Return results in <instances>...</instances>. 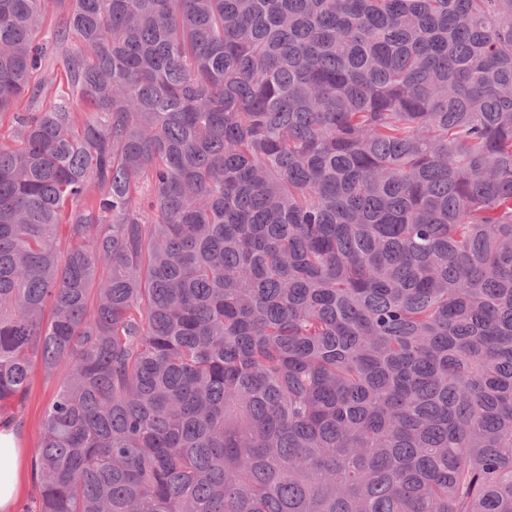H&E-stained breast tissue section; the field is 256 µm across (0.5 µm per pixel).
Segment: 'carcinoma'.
Instances as JSON below:
<instances>
[{"mask_svg":"<svg viewBox=\"0 0 512 512\" xmlns=\"http://www.w3.org/2000/svg\"><path fill=\"white\" fill-rule=\"evenodd\" d=\"M6 113L39 512H512V0H0Z\"/></svg>","mask_w":512,"mask_h":512,"instance_id":"cac0c4a2","label":"carcinoma"}]
</instances>
